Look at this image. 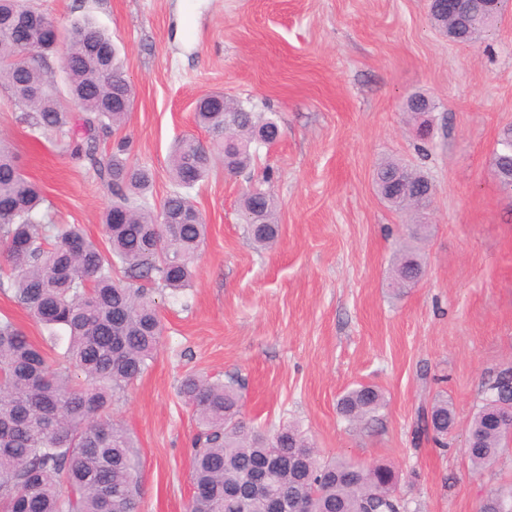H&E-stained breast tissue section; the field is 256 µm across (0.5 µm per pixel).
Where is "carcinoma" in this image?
<instances>
[{"label":"carcinoma","instance_id":"carcinoma-1","mask_svg":"<svg viewBox=\"0 0 512 512\" xmlns=\"http://www.w3.org/2000/svg\"><path fill=\"white\" fill-rule=\"evenodd\" d=\"M32 0H0V85L21 109L17 120L64 152L101 166L98 133L122 127L129 114L123 66L112 36L89 20L62 26ZM28 41L31 49L23 47ZM58 55L62 76L50 59ZM82 104L76 116L64 97ZM196 123L212 136L176 141L169 155L175 189L154 212L149 170L131 165L126 142L117 144L105 172L114 200L103 213L106 246L76 225L49 237L51 204L25 173L17 154L0 143V288L11 287L14 303L66 343L65 366L51 364L42 348L10 318H0V512H138L139 451L129 429L111 418L114 393L137 380L159 349L163 324L148 297L157 286H189L206 233L205 223H180L195 208L187 190L204 181L215 161L228 172L253 162L255 131L271 143L277 122L231 98L200 99ZM512 129L492 153L493 169L512 171ZM414 182L426 177L398 161L379 164L374 184L397 209L424 210L394 199L388 182L397 169ZM241 207L253 242L269 248L277 240L273 196L252 186ZM416 224L399 245L394 287L410 288L425 275L413 242L424 238ZM141 281L133 288L116 273ZM197 421L190 454L193 494L188 512H271L270 499L288 502V512H400L398 474L388 466H361L346 458L322 459L297 425L274 433L242 420L238 389L191 374L179 387ZM385 405L382 392L360 385L337 402L339 414L357 423ZM455 419L448 401L417 416V435L448 436ZM465 454L479 471L503 451L505 435L483 404L468 430ZM266 474L264 487L251 477Z\"/></svg>","mask_w":512,"mask_h":512}]
</instances>
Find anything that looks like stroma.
I'll return each mask as SVG.
<instances>
[{
	"label": "stroma",
	"mask_w": 512,
	"mask_h": 512,
	"mask_svg": "<svg viewBox=\"0 0 512 512\" xmlns=\"http://www.w3.org/2000/svg\"><path fill=\"white\" fill-rule=\"evenodd\" d=\"M62 25L91 18L120 50L135 103L101 135L151 170L152 204L172 191L174 142L210 135L196 101L220 91L274 118L282 136L256 145L236 175L216 164L190 189L208 225L190 287L150 293L164 333L154 362L116 393L111 414L140 448L141 512H185L197 424L178 394L195 372L242 386L249 425L294 423L326 458L384 464L407 512H479L512 494V447L474 471L463 445L485 389L512 367V188L490 161L512 128V0L475 44L436 31L428 0H35ZM438 104L419 150L402 112ZM0 86V140L42 186L56 226L104 242L105 176L20 124ZM392 159L437 192L427 211L426 272L394 294L395 241L413 216L384 203L373 175ZM277 203V243L257 248L240 199L257 179ZM386 406L356 425L336 402L359 385ZM451 403L447 447L417 436L421 409Z\"/></svg>",
	"instance_id": "obj_1"
}]
</instances>
